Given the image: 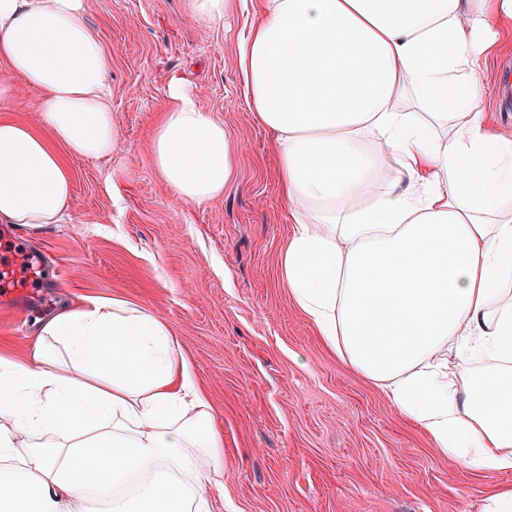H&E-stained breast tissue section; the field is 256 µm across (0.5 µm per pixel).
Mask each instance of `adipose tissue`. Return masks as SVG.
Returning a JSON list of instances; mask_svg holds the SVG:
<instances>
[{
    "mask_svg": "<svg viewBox=\"0 0 512 512\" xmlns=\"http://www.w3.org/2000/svg\"><path fill=\"white\" fill-rule=\"evenodd\" d=\"M237 46L252 119L275 136L294 230L280 277L323 343L438 454L512 471V130L478 80L512 0H257ZM0 223L71 207L67 157L119 147L112 59L85 0H0ZM178 200L207 204L238 145L180 78L150 139ZM391 163L392 179L381 175ZM483 359L454 374L449 356ZM224 442L170 328L122 299L66 304L24 358L0 355V512H210ZM42 93L41 89L35 87L21 88L19 101L7 111H1L0 108V117H9L28 123H35L37 115L34 107Z\"/></svg>",
    "mask_w": 512,
    "mask_h": 512,
    "instance_id": "1",
    "label": "adipose tissue"
}]
</instances>
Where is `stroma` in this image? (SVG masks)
Here are the masks:
<instances>
[{
  "label": "stroma",
  "instance_id": "obj_1",
  "mask_svg": "<svg viewBox=\"0 0 512 512\" xmlns=\"http://www.w3.org/2000/svg\"><path fill=\"white\" fill-rule=\"evenodd\" d=\"M112 56L120 147L69 159L72 207L61 223L28 230L15 266L40 257L22 301L0 299V353L25 355L58 307L121 298L162 318L179 341L224 436V493L211 512H481L512 488L439 456L427 433L324 346L281 282L293 224L279 192L273 135L255 125L242 92L238 37L251 0H231L205 24L187 0H86ZM196 89L240 145L223 199L177 200L156 175L149 137L172 75ZM490 128L512 127V34L479 74ZM130 168L116 183L112 172Z\"/></svg>",
  "mask_w": 512,
  "mask_h": 512
}]
</instances>
